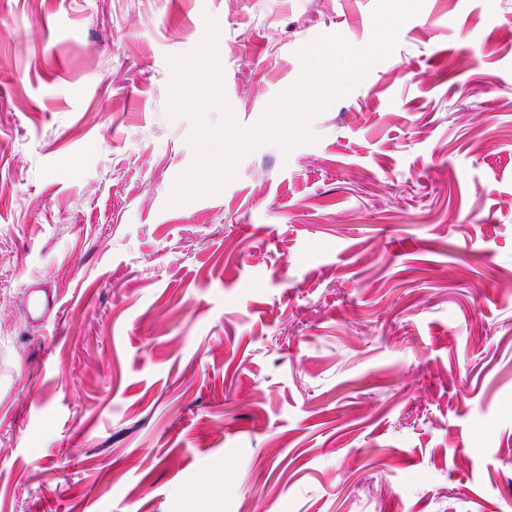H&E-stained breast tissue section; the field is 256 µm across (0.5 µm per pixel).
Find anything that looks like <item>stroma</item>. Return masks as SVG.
<instances>
[{
  "label": "stroma",
  "mask_w": 512,
  "mask_h": 512,
  "mask_svg": "<svg viewBox=\"0 0 512 512\" xmlns=\"http://www.w3.org/2000/svg\"><path fill=\"white\" fill-rule=\"evenodd\" d=\"M374 3L0 0V512H512V0H424L313 141L172 201L170 58L215 21L203 120L251 128ZM25 294L26 318L33 323L47 321L55 311L57 295L38 288L35 283L27 287Z\"/></svg>",
  "instance_id": "obj_1"
}]
</instances>
